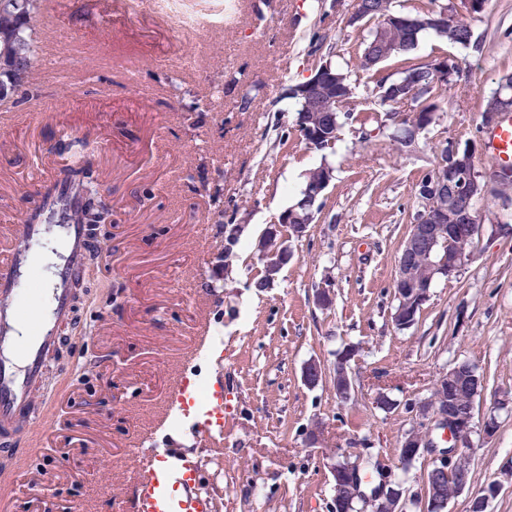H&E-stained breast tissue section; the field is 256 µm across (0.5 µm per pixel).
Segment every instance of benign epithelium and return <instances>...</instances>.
I'll return each instance as SVG.
<instances>
[{"instance_id": "benign-epithelium-1", "label": "benign epithelium", "mask_w": 512, "mask_h": 512, "mask_svg": "<svg viewBox=\"0 0 512 512\" xmlns=\"http://www.w3.org/2000/svg\"><path fill=\"white\" fill-rule=\"evenodd\" d=\"M336 75L331 72L329 65L308 79L302 87V95L310 102L320 104L327 92L334 89ZM495 108L484 114V124L488 127L499 122L502 116L512 114V78L505 77L495 93ZM333 172L327 170L321 177L308 184L304 190L301 203L304 213L296 209L286 210L280 221L283 224L294 225L296 234L301 235L307 228L306 220L313 219V207L328 187ZM433 196L422 201L424 208L417 212L411 225L410 234L402 249V255L397 262V273L394 290L399 298L409 297L415 306L423 305L428 297L430 288L440 277H449L470 260L472 251L467 249V243L474 240L478 232V224L470 203L471 200L484 194L488 184L483 175L463 164L459 167L448 168L444 165L436 169L429 183ZM259 250L264 267L271 277L276 279L280 271L288 265L292 257L279 236V225L272 224L265 231L259 242ZM426 259L424 277L418 282L411 279L409 261L414 256ZM354 356L346 352L339 360L337 382L343 395L352 390V380L348 371V362ZM481 429L484 435L490 436L496 432L497 422L490 417L476 426L474 408L460 409L452 404L436 405L419 410L417 427L409 432L395 449V458L411 459L413 461L427 457L434 465L431 474L448 476L456 473L459 462L466 458L463 449L472 444V434ZM322 456L328 460V468L332 476L333 512H352L353 500L346 492L352 491L358 483L359 472L351 464L339 463L335 459V450L326 448ZM377 468L381 472V482L378 485L375 499L392 501L391 510L397 508L403 499V490L397 480L395 462L384 458L378 459Z\"/></svg>"}]
</instances>
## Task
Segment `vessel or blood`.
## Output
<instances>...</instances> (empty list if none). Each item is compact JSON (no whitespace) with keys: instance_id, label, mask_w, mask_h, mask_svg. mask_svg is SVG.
I'll return each mask as SVG.
<instances>
[{"instance_id":"vessel-or-blood-1","label":"vessel or blood","mask_w":512,"mask_h":512,"mask_svg":"<svg viewBox=\"0 0 512 512\" xmlns=\"http://www.w3.org/2000/svg\"><path fill=\"white\" fill-rule=\"evenodd\" d=\"M493 160L512 165V118L505 120L489 138ZM42 224H7L0 226V238L15 242L9 255L0 259V444L20 449L26 434L15 432L17 421H25L28 431H36L40 420L34 417V402L40 386L43 363L58 344L55 326L68 320L72 309L69 283L84 274V257L91 247L86 225L66 227L67 260L59 269V285L51 296V324L40 321V303L32 301L22 313H14L7 302L15 294L17 273L29 255L24 242L37 239ZM34 324L35 331L26 344H18L16 324L19 320ZM199 376L187 369L179 370L172 382L170 400L158 418L164 427L176 414L188 418L187 432L200 446L220 443L224 437V390L208 387L209 399L199 404L196 393ZM130 454L134 463L137 488L136 512H211L210 500L200 487V471L196 457L173 443L148 437L146 445L136 446Z\"/></svg>"}]
</instances>
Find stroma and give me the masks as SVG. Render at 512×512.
<instances>
[{
    "label": "stroma",
    "instance_id": "obj_1",
    "mask_svg": "<svg viewBox=\"0 0 512 512\" xmlns=\"http://www.w3.org/2000/svg\"><path fill=\"white\" fill-rule=\"evenodd\" d=\"M195 24L177 30L144 0H65L66 35L56 53L38 49L37 97L7 103L0 127V224L17 222L54 162L107 141L92 180L106 193L113 223L101 226V267L86 272L72 328L84 333L48 373L53 398L42 408L45 433L35 453H4L0 488L6 512H134L128 450L148 430L177 362L195 345L202 321L215 341L199 364L224 387V440L196 449L201 487L213 512H330L332 477L322 448L368 461L390 455L415 425L442 372L482 367L476 419L496 416L490 437L474 433L473 477L448 504L467 512L487 483L499 484L487 512H512V199L477 198L479 224L470 260L430 290L414 325L397 328V260L420 208L418 184L448 141L475 142L489 158L482 110L512 73V0H487L467 14L468 47L424 34L413 55L459 67L439 117L415 144L386 128L345 126L334 151L302 141L290 88L316 61L331 60L356 82L357 103L380 92L359 67L354 0H186ZM249 108H242V97ZM287 147H280V136ZM328 164L333 178L293 259L268 287L255 244L298 197L307 170ZM243 222L231 275L211 258L224 227L211 210ZM330 283L333 303L316 290ZM353 348V389L337 397L339 352ZM322 381L308 387L307 363ZM396 400L390 411L379 395ZM322 427V448L306 433Z\"/></svg>",
    "mask_w": 512,
    "mask_h": 512
}]
</instances>
